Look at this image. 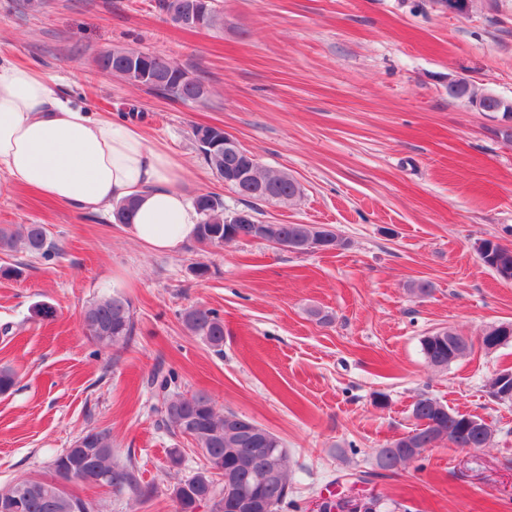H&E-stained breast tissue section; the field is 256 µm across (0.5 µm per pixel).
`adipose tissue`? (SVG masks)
Wrapping results in <instances>:
<instances>
[{
	"label": "adipose tissue",
	"instance_id": "obj_1",
	"mask_svg": "<svg viewBox=\"0 0 512 512\" xmlns=\"http://www.w3.org/2000/svg\"><path fill=\"white\" fill-rule=\"evenodd\" d=\"M0 173L68 208L102 212L132 199L129 230L150 250L173 251L200 214L182 190L187 170L136 124L60 98L48 75L0 58Z\"/></svg>",
	"mask_w": 512,
	"mask_h": 512
}]
</instances>
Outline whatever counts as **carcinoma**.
I'll list each match as a JSON object with an SVG mask.
<instances>
[{"label":"carcinoma","mask_w":512,"mask_h":512,"mask_svg":"<svg viewBox=\"0 0 512 512\" xmlns=\"http://www.w3.org/2000/svg\"><path fill=\"white\" fill-rule=\"evenodd\" d=\"M155 7L175 22V14L182 7L189 8L190 0H155ZM121 58L132 60L158 76L159 82L149 86L156 95L183 102L192 100L194 85L188 72L163 56L116 48L100 54L96 64L104 72L121 76L125 73L119 65ZM201 133L219 141L214 150L199 148L216 176L224 178L230 167L244 168L247 177L240 183H231L230 187L251 204L249 211L257 212L254 204L258 202L290 203L301 197V188L294 179L285 172L264 169L257 161L250 162V151L243 148L237 153H224V131L219 127H194L192 136L197 144ZM194 204L201 214L196 235L200 244L220 247L234 240L226 233L233 213L224 210L219 197L201 194L194 199ZM261 236L268 242L286 241L296 253L308 251L310 243L317 239L336 248L342 246L339 234L324 225L264 224ZM0 251H24L49 258L56 254L57 247L48 240L44 225L20 224L0 226ZM478 257L494 272L499 267L512 269V255L490 239L483 240ZM182 321L186 329L212 347L219 349L224 345V319L216 310L205 306L191 308L184 313ZM83 327L85 335L103 348L127 346L136 330L130 301L115 294L90 303L83 313ZM510 341L512 334L503 332L496 324L483 330L479 343L491 351ZM472 347L471 342L456 340V333L450 329L434 332L421 340L425 359L440 368L465 356ZM16 381L15 370L1 367L0 395L10 394ZM412 416L414 428L405 437L377 449L375 465L383 460L387 468L394 463L402 466L417 455L415 449L423 443L430 446L448 443L455 448L467 443L473 448H483L491 441L492 431L485 422L466 433L463 422L468 419L467 415L427 395L419 396L413 403ZM162 423L172 433L189 437L195 447L202 450L204 458L197 472L173 488L174 512H196L202 502L209 505L210 512H235L244 499L259 501L264 512H279L288 499V450L278 435L256 421L233 410L220 412L208 393L196 391L177 393L165 399ZM63 467L75 470V480L79 482L88 475L116 494L129 490L142 504L155 494V487L141 484L131 468L114 460L112 440L107 432L90 430L53 460L51 477L18 481L25 487L18 512H96L92 502L75 496L60 482L59 470ZM220 471L231 476L226 490L217 485L215 475Z\"/></svg>","instance_id":"carcinoma-1"}]
</instances>
